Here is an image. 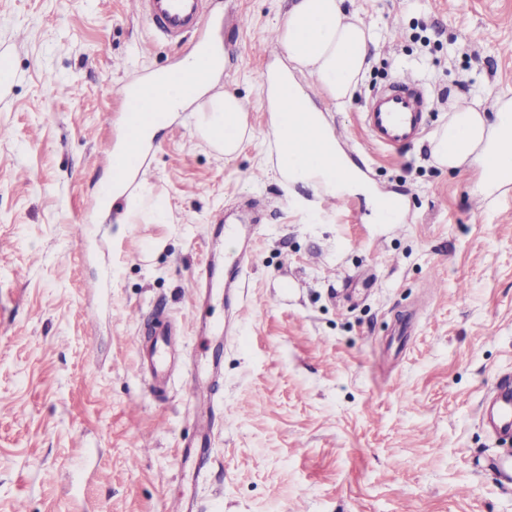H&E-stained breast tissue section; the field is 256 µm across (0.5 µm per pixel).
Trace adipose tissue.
Returning a JSON list of instances; mask_svg holds the SVG:
<instances>
[{"label": "adipose tissue", "mask_w": 512, "mask_h": 512, "mask_svg": "<svg viewBox=\"0 0 512 512\" xmlns=\"http://www.w3.org/2000/svg\"><path fill=\"white\" fill-rule=\"evenodd\" d=\"M344 0H290L284 16L273 27L275 41L289 61L277 73L281 86L270 98L271 131L276 148L291 147L313 132L330 134L331 128L294 76L302 70L317 77L325 97L343 105L368 66L375 44L370 26L347 14ZM156 103L146 107L141 139L149 141L169 120L192 109L197 134L224 155L235 154L248 133L240 99L204 86L187 97L181 85L162 78ZM512 125V96H499L493 115L476 106L453 107L448 123L431 141V155L443 167L484 166L488 158L512 172V138L504 130Z\"/></svg>", "instance_id": "adipose-tissue-1"}]
</instances>
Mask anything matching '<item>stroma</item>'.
<instances>
[{
  "mask_svg": "<svg viewBox=\"0 0 512 512\" xmlns=\"http://www.w3.org/2000/svg\"><path fill=\"white\" fill-rule=\"evenodd\" d=\"M131 0H0V512H512V439L482 403L512 374V184L430 154L452 104L493 111L512 90V0H345L375 24L368 68L343 107L316 105L360 155L344 207L284 178L262 81L286 0H206L224 42L218 89L252 134L224 157L182 112L152 140L132 190L168 222L102 214L123 89L170 69L190 41L158 38ZM404 76L428 128L375 146L369 97ZM390 188L410 221L380 223ZM248 212L251 256L235 303L210 265L236 254L213 224ZM173 358H142L156 322ZM213 413L201 422L189 383ZM211 440L202 470L182 446Z\"/></svg>",
  "mask_w": 512,
  "mask_h": 512,
  "instance_id": "1",
  "label": "stroma"
}]
</instances>
